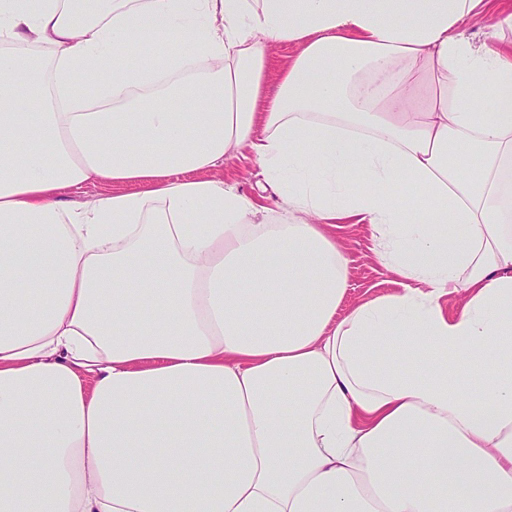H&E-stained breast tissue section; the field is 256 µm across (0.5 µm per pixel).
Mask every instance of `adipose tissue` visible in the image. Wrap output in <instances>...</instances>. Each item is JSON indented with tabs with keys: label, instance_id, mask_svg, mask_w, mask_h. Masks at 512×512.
Wrapping results in <instances>:
<instances>
[{
	"label": "adipose tissue",
	"instance_id": "ef3b65f1",
	"mask_svg": "<svg viewBox=\"0 0 512 512\" xmlns=\"http://www.w3.org/2000/svg\"><path fill=\"white\" fill-rule=\"evenodd\" d=\"M491 2L0 0V512H512ZM244 144L277 223L209 176ZM336 219L405 282L341 318ZM494 12L486 13L483 18H476L466 26H463L460 31L463 32L475 45L482 46L487 49H497L499 44L486 36L488 31L487 26L494 22ZM295 53V48L288 44L274 46L270 50L269 65L265 85V97H272L277 89L279 73L288 65V60Z\"/></svg>",
	"mask_w": 512,
	"mask_h": 512
}]
</instances>
